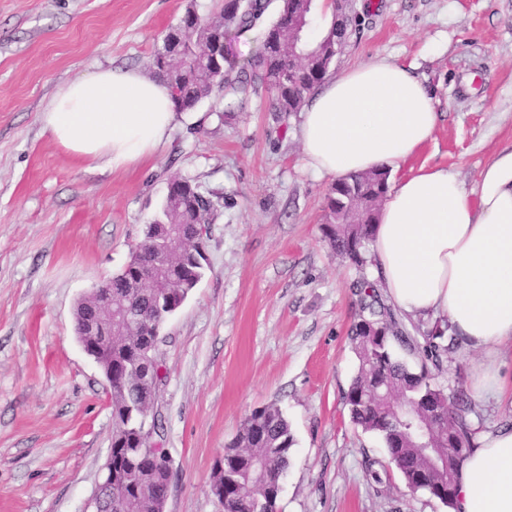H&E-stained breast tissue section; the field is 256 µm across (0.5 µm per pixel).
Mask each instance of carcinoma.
<instances>
[{"instance_id": "obj_1", "label": "carcinoma", "mask_w": 512, "mask_h": 512, "mask_svg": "<svg viewBox=\"0 0 512 512\" xmlns=\"http://www.w3.org/2000/svg\"><path fill=\"white\" fill-rule=\"evenodd\" d=\"M270 2L222 0L217 11L208 14L193 7L186 9L184 21L199 20L201 24L181 46L180 59L168 57L163 47L153 57L154 66L168 82L177 111L195 108L219 87L224 90V111L233 112L255 91V81L246 67L229 51L226 35L254 28ZM308 11V0H281L276 19L264 31L260 53L250 63L260 72L276 112L301 110L307 97L328 78L336 44L346 36L349 19L334 17L329 34L313 45L316 66L307 71L297 68L288 58L286 35L295 19ZM388 178L387 171L353 174L343 178L340 189L331 191L327 207L333 213L338 201L351 197L357 203L358 223L342 228L328 224L326 236L333 252L358 268L367 263L376 223L368 202L382 193ZM223 206V196L181 178L171 187L154 223L210 224ZM153 256L150 246H142L124 269L113 275L112 301L128 306L141 325L119 332L108 344H98L95 356L102 374L112 375V478L105 479L102 490L103 512H162L164 508L170 472L164 453L148 447L149 434L144 432L143 412L151 409L155 389L142 380L141 353L201 282L206 259L190 242L167 256L169 281L162 296L150 288L129 295L138 268ZM356 288L357 321L350 329L349 341L357 365L343 394L344 404L356 426L382 438L391 463L408 488L424 491L451 509L458 469L474 448L477 432L464 391L448 394L438 382L443 359L459 338L437 321L419 341L408 335L392 309L381 302L373 283L363 278ZM93 307L94 302L86 296L74 308V330L78 341L86 345L97 344L96 337L84 336L81 330ZM400 406L409 409L415 420L432 425L427 442L443 456L442 464H434L432 453L421 447L422 438L411 422L395 417ZM294 444L289 423L278 406L253 410L213 468L212 483L224 487V512H280L281 476L289 466Z\"/></svg>"}]
</instances>
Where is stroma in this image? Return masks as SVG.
<instances>
[{"mask_svg":"<svg viewBox=\"0 0 512 512\" xmlns=\"http://www.w3.org/2000/svg\"><path fill=\"white\" fill-rule=\"evenodd\" d=\"M214 0H0V512H87L112 443L107 384L74 333L73 310L127 263L169 183L224 197L207 269L165 324L153 414L172 459L165 512H222L213 466L256 408L274 403L296 441L282 512H448L411 491L381 440L343 402L356 371L353 288L374 278L333 256L331 185L305 167L298 112L269 94L223 113L214 90L178 114L169 141L128 170L80 161L43 134L56 88L100 68L153 74L165 33ZM331 72L380 57L412 68L439 122L403 164L448 168L472 189L512 148V0H354ZM478 351L457 348L439 378L471 389ZM501 396L475 402L486 431L512 423V345Z\"/></svg>","mask_w":512,"mask_h":512,"instance_id":"stroma-1","label":"stroma"}]
</instances>
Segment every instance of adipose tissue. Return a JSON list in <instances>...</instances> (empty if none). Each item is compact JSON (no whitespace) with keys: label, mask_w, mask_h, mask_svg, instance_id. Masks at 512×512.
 <instances>
[{"label":"adipose tissue","mask_w":512,"mask_h":512,"mask_svg":"<svg viewBox=\"0 0 512 512\" xmlns=\"http://www.w3.org/2000/svg\"><path fill=\"white\" fill-rule=\"evenodd\" d=\"M175 118L164 80L123 68L62 84L40 115L58 146L115 170L154 155ZM437 123L423 83L381 58L330 76L298 135L306 167L336 180L398 171L432 140ZM371 257L404 312L443 316L466 348L489 356L512 344V150L483 167L469 191L444 167L391 182ZM454 512H512V424L478 435L456 476Z\"/></svg>","instance_id":"obj_1"}]
</instances>
